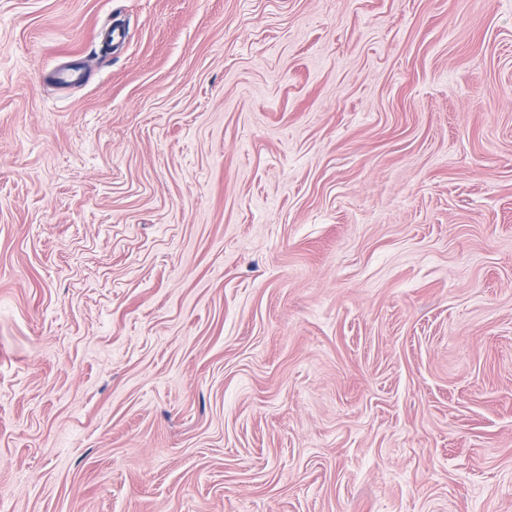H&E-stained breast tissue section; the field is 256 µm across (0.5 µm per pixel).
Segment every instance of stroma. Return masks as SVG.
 Masks as SVG:
<instances>
[{
	"instance_id": "obj_1",
	"label": "stroma",
	"mask_w": 512,
	"mask_h": 512,
	"mask_svg": "<svg viewBox=\"0 0 512 512\" xmlns=\"http://www.w3.org/2000/svg\"><path fill=\"white\" fill-rule=\"evenodd\" d=\"M0 512H512V0H0Z\"/></svg>"
}]
</instances>
